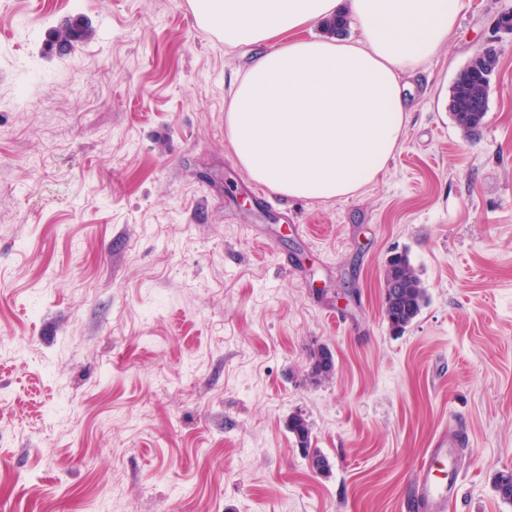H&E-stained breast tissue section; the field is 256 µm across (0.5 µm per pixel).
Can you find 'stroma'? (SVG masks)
Segmentation results:
<instances>
[{"label": "stroma", "mask_w": 512, "mask_h": 512, "mask_svg": "<svg viewBox=\"0 0 512 512\" xmlns=\"http://www.w3.org/2000/svg\"><path fill=\"white\" fill-rule=\"evenodd\" d=\"M76 15L91 34L57 54ZM507 15L460 0L376 182L262 205L224 124L248 59L188 0H0V512H406L445 428L468 438L448 512H512ZM487 49L469 137L450 91ZM395 253L426 290L398 336ZM311 374L317 380L329 379L335 368L334 357L330 349L320 347L311 353Z\"/></svg>", "instance_id": "obj_1"}]
</instances>
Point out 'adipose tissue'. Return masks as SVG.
<instances>
[{"label": "adipose tissue", "mask_w": 512, "mask_h": 512, "mask_svg": "<svg viewBox=\"0 0 512 512\" xmlns=\"http://www.w3.org/2000/svg\"><path fill=\"white\" fill-rule=\"evenodd\" d=\"M197 26L254 54L224 122L236 163L285 199L356 194L386 170L411 78L455 28L458 0H189ZM336 15L354 37L305 38Z\"/></svg>", "instance_id": "adipose-tissue-1"}]
</instances>
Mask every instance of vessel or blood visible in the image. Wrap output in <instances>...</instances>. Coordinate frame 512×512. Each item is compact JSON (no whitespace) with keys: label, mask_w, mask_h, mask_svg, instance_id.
Masks as SVG:
<instances>
[{"label":"vessel or blood","mask_w":512,"mask_h":512,"mask_svg":"<svg viewBox=\"0 0 512 512\" xmlns=\"http://www.w3.org/2000/svg\"><path fill=\"white\" fill-rule=\"evenodd\" d=\"M463 444L455 430H444L434 437L418 464L410 494L412 512H448L464 464L460 453Z\"/></svg>","instance_id":"1"}]
</instances>
